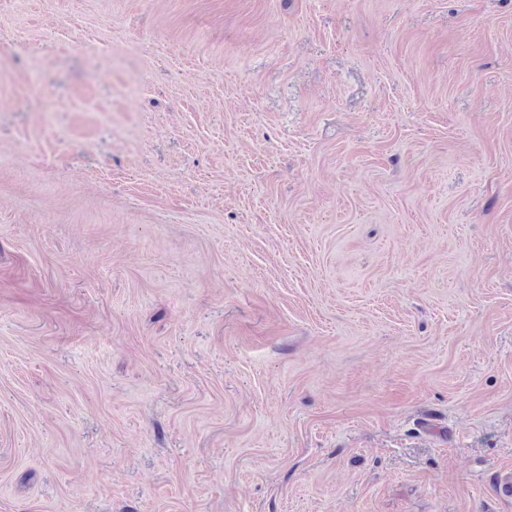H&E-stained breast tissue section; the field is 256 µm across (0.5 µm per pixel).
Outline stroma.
Masks as SVG:
<instances>
[{"mask_svg":"<svg viewBox=\"0 0 512 512\" xmlns=\"http://www.w3.org/2000/svg\"><path fill=\"white\" fill-rule=\"evenodd\" d=\"M2 39L0 512H512V0Z\"/></svg>","mask_w":512,"mask_h":512,"instance_id":"obj_1","label":"stroma"}]
</instances>
